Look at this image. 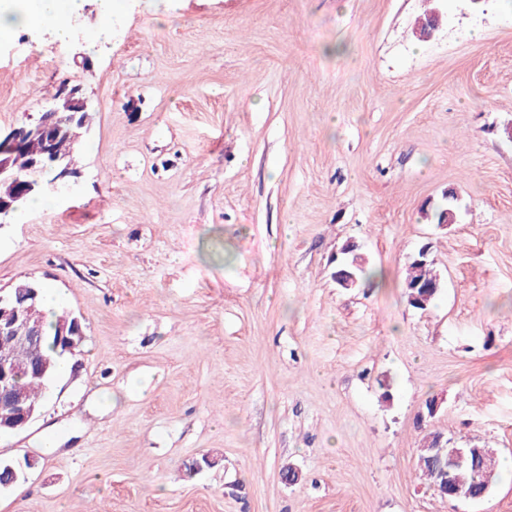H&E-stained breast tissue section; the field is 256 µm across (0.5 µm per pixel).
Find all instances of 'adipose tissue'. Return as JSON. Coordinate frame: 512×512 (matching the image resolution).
Returning <instances> with one entry per match:
<instances>
[{
    "instance_id": "obj_1",
    "label": "adipose tissue",
    "mask_w": 512,
    "mask_h": 512,
    "mask_svg": "<svg viewBox=\"0 0 512 512\" xmlns=\"http://www.w3.org/2000/svg\"><path fill=\"white\" fill-rule=\"evenodd\" d=\"M84 0H0V33L52 24L57 39L71 38L66 17L78 15Z\"/></svg>"
}]
</instances>
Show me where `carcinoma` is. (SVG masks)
<instances>
[{
    "instance_id": "cac0c4a2",
    "label": "carcinoma",
    "mask_w": 512,
    "mask_h": 512,
    "mask_svg": "<svg viewBox=\"0 0 512 512\" xmlns=\"http://www.w3.org/2000/svg\"><path fill=\"white\" fill-rule=\"evenodd\" d=\"M77 128L65 123H59L56 129V148L62 154H74L77 152V146L81 142V138L74 135ZM16 166L14 171L20 183L32 181L36 183L35 188L28 192H20V187H11L10 184L0 182V196H5L12 192H17V198L13 203V208H18L21 200L29 198L37 194L43 184L49 183V180L29 170L28 157L26 154L21 153L15 158ZM356 253H350L343 261L339 262L336 266L335 279L343 282L349 278H354L350 283V287L359 288L363 286L368 280L370 268H368L365 260L355 261ZM422 283L425 285H441V279L433 270L432 263L428 259H420V255L416 254L411 259L409 265L405 269L403 288L405 294L411 295L412 290L410 286L414 283ZM32 285L37 292L35 300V308L41 323V335L43 336L40 361L43 364L45 373L41 377H34L29 373V364L32 360L33 354L31 349L26 345H19L15 350V360L17 364V371L15 373V383L26 393V395L33 401L43 400L53 387L56 376V362L57 358L62 355L75 356L81 351L84 339L76 336L74 337L75 346L66 348V345L59 342V334L61 329L69 328L74 324L78 317L72 314H62L57 317L56 321L50 325L45 323L44 314L42 311V292L44 285L23 280L18 282L12 288L14 299L22 301L27 296V286ZM439 433L433 432L429 434V438L423 441V447L417 449L418 464L422 474L430 477L431 480H436L437 463L433 458V452L430 447L434 446L437 442ZM36 467V464L29 463L28 460H23V463L18 462H4L0 463V491L6 492L14 488L20 480H22V471L30 470ZM497 478V466H492L489 469H480V466L469 463L465 469L459 471L455 478V483L459 485L461 498L470 501H480L484 499L492 490L494 482Z\"/></svg>"
}]
</instances>
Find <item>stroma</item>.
I'll list each match as a JSON object with an SVG mask.
<instances>
[{"instance_id": "35a3bbf8", "label": "stroma", "mask_w": 512, "mask_h": 512, "mask_svg": "<svg viewBox=\"0 0 512 512\" xmlns=\"http://www.w3.org/2000/svg\"><path fill=\"white\" fill-rule=\"evenodd\" d=\"M102 2L0 39L1 132L63 81L91 114L57 206L0 225V288L53 284L85 334L0 434L39 461L0 512H512V480L448 501L417 462L435 431L512 457V0L425 40L427 0ZM349 241L385 287L337 286ZM423 247L425 245L418 249L417 254L413 256L405 269L403 288L408 300L412 294V290L408 287L412 284L420 282L425 285H437L438 288L428 295L427 306H429L436 297L439 288H441V279L433 270L431 261L420 257V251ZM416 259H421L422 261L416 262Z\"/></svg>"}]
</instances>
